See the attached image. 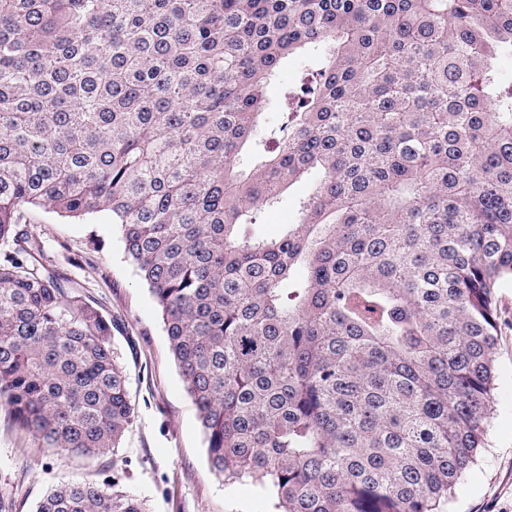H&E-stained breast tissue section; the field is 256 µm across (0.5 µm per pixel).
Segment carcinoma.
I'll list each match as a JSON object with an SVG mask.
<instances>
[{
  "mask_svg": "<svg viewBox=\"0 0 512 512\" xmlns=\"http://www.w3.org/2000/svg\"><path fill=\"white\" fill-rule=\"evenodd\" d=\"M505 54L512 0H0V408L90 461L132 424L116 321L26 224L103 213L226 485L445 512L512 280ZM302 180L297 220L258 235ZM35 512L144 508L83 482Z\"/></svg>",
  "mask_w": 512,
  "mask_h": 512,
  "instance_id": "1",
  "label": "carcinoma"
}]
</instances>
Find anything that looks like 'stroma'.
<instances>
[{
    "instance_id": "obj_1",
    "label": "stroma",
    "mask_w": 512,
    "mask_h": 512,
    "mask_svg": "<svg viewBox=\"0 0 512 512\" xmlns=\"http://www.w3.org/2000/svg\"><path fill=\"white\" fill-rule=\"evenodd\" d=\"M26 220L45 260L76 279L118 323L114 348L128 376L135 418L115 457L87 462L40 447L0 410V500L11 512H35L62 482L115 481L147 512H276L275 501L251 482L225 485L209 468L196 409L170 353L148 289L104 217L72 224L45 208ZM497 372L486 445L455 487L448 512H512V282L497 293Z\"/></svg>"
}]
</instances>
